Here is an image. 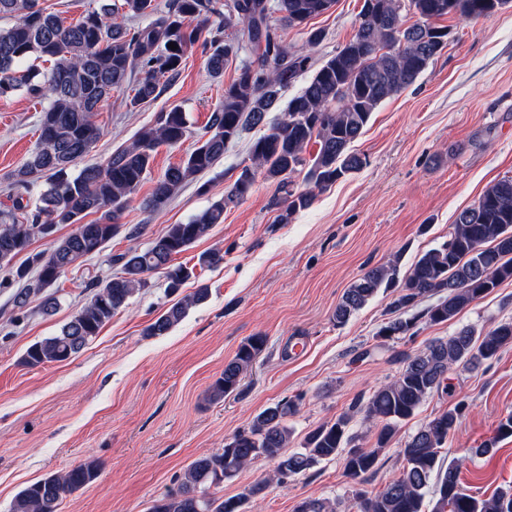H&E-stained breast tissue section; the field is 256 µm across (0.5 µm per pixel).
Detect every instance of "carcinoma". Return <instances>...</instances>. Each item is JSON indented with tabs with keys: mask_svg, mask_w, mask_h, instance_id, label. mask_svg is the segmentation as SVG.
<instances>
[{
	"mask_svg": "<svg viewBox=\"0 0 512 512\" xmlns=\"http://www.w3.org/2000/svg\"><path fill=\"white\" fill-rule=\"evenodd\" d=\"M75 23L65 25L39 7L38 0H0V16L14 22L0 27V99L21 91L46 105L39 123V143L14 174V184L30 194L36 183L44 189L34 203L18 197L10 209L0 210V267L25 250L26 240L50 237L59 224L74 231L56 242L51 254L35 255L31 265L20 266L15 276L29 271L48 279L52 287L61 273L78 260L101 252L118 233L117 220L128 196L151 175L154 151L160 145L177 146L188 136L185 113L173 107L158 114L155 125L140 131L130 143L103 164L86 165L75 175L71 168L100 136L94 121L100 105L113 90L134 82L130 104L156 97L159 79L179 72L186 49L199 40L210 45V72L220 76L224 63L238 46L223 31L241 26L258 48L255 60L237 69L224 88V100L210 118L205 135L179 164L158 177L145 205L159 211L187 184L211 170L242 131L260 128L250 147V164L225 187L224 198L184 224H170L144 249L131 248L117 258L120 271L105 282L90 285L88 303L53 336L35 342L22 362L30 367L60 362L78 353L140 289L146 275L163 271L167 290L174 292L194 275V269L175 263L215 224L224 223V210L248 195L256 180L276 183L270 207L275 222L287 224L309 208L322 191L361 169L362 157L351 144L362 134L372 114L387 99L412 85L436 54L421 42L422 27L448 17L476 20L487 16L488 0H376L374 14L359 15L352 39L328 59L319 62L310 49L324 39L311 30L308 50H292L279 34L280 23L308 21L332 7L335 0H173L165 15L155 16L153 0H99ZM416 17L406 25L408 16ZM217 16L222 26L209 37L188 18ZM143 24L130 27L127 19ZM176 45V49L168 45ZM30 57L51 63L42 71L22 64ZM311 73L299 92L288 100L279 118L282 89L298 75ZM317 150L306 158L308 147ZM306 171L307 188L295 187L292 175ZM90 214L98 218L86 223ZM401 257L365 271L348 288L334 313L343 324L377 296L392 291L388 311L400 317L388 320L378 332L385 339L411 336L418 323L448 324L492 289L512 280V177L490 183L470 207L462 210L447 241L421 253L405 273ZM439 296L420 313L413 312L422 298ZM209 298L202 286L166 308L144 329L146 336L169 334ZM512 344V321L487 332L463 326L447 338H436L404 356V366L390 382L367 397L355 399L348 412L312 429L300 449L286 451L292 431L288 418L298 412V400L282 399L258 413L248 427L238 430L224 447L197 457L175 488L154 501L149 512H247L255 492L271 483L280 486L322 461L344 457L345 476L358 489L355 512H512V487L499 489L488 499L465 492L460 465L445 464L441 448L467 408L461 399L434 415L409 436L400 450L404 466L399 476L381 491L360 488L378 469L380 457L398 427L413 418L426 399L447 389V376L456 365L478 368ZM266 337L245 339L224 371L208 387L206 399L219 402L236 391L264 351ZM377 427L369 448L354 443L350 434L354 416ZM512 436V415L503 418L497 435L472 449L488 456L497 443ZM273 463L269 477L247 492L228 498L212 489L234 478L254 461ZM95 459L49 474L24 487L15 497L12 512H58L63 499L92 483L99 474ZM295 512H337L329 500H304Z\"/></svg>",
	"mask_w": 512,
	"mask_h": 512,
	"instance_id": "carcinoma-1",
	"label": "carcinoma"
}]
</instances>
